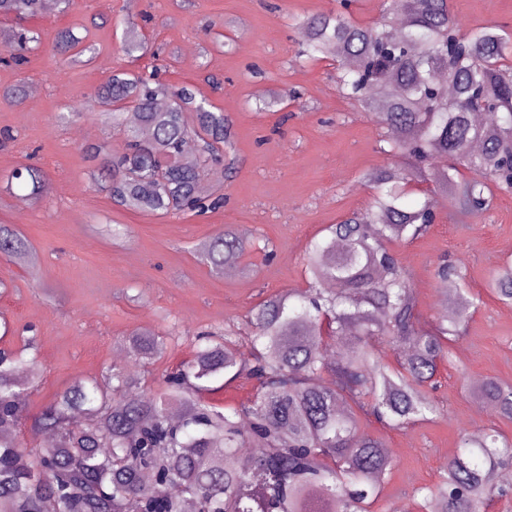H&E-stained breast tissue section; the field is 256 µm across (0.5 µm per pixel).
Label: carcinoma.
I'll return each instance as SVG.
<instances>
[{
    "label": "carcinoma",
    "instance_id": "1",
    "mask_svg": "<svg viewBox=\"0 0 512 512\" xmlns=\"http://www.w3.org/2000/svg\"><path fill=\"white\" fill-rule=\"evenodd\" d=\"M43 0H0V16H42ZM296 59L337 63L349 100L366 105L384 130L379 153L404 157L410 172L390 166L366 174L375 188L367 207L323 229L307 250L308 286L271 295L251 310L247 329L197 338L191 357L164 377L162 392L141 394L149 371L112 368L110 389L92 378L57 393L31 425L49 446L24 440L23 408L37 386L35 338L0 347V512H371L382 496L393 456L364 426L374 420L404 429L441 411L431 392L440 367L482 304L465 269L442 264L437 281L453 298L449 315H424L394 246L427 233L436 222L432 188L449 194L466 216L488 212L495 192L512 193V36L491 27L465 34L449 0H383L379 21L363 26L330 11L296 23ZM42 42L23 28L0 49L14 53ZM74 60L93 47L70 29L55 36ZM122 52L156 56L145 34L125 26ZM454 88L448 96L447 86ZM123 128L122 151L83 147L112 204L134 213L205 212L224 197L212 183L231 168V119L208 108L193 84L169 87L117 68L98 89ZM476 112L491 115L486 125ZM195 145L190 162L177 160ZM35 195L44 174L30 166L13 174ZM427 184L408 201L409 185ZM260 248L226 224L202 246L215 270ZM265 260L273 253L262 249ZM27 240L0 224V255L23 257ZM489 288L512 305V262L495 270ZM343 346L341 360L325 352ZM412 345L393 361L387 351ZM127 346L142 364L162 356L167 338L133 331ZM30 379L21 383L17 374ZM255 381L248 404L221 409L206 399L211 383ZM471 394L512 421V385L484 379ZM79 413L84 422L75 424ZM253 449L251 464L237 459ZM512 466V439L490 428L463 438L436 484L413 491L416 512H486L509 489L498 472Z\"/></svg>",
    "mask_w": 512,
    "mask_h": 512
}]
</instances>
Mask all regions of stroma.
<instances>
[{"instance_id":"obj_1","label":"stroma","mask_w":512,"mask_h":512,"mask_svg":"<svg viewBox=\"0 0 512 512\" xmlns=\"http://www.w3.org/2000/svg\"><path fill=\"white\" fill-rule=\"evenodd\" d=\"M461 30L499 26L512 32V0H449ZM338 0H77L72 11L44 13L36 27L45 37L19 67L0 64V89L20 86L21 97H0V185L32 164L46 187L39 198L0 197V222L28 240L32 262L0 257V321L12 332L0 343L20 345L33 335L39 347L37 392L28 400L37 415L57 392L111 367L139 370L133 356L118 359L135 330L166 333L168 349L148 366L152 384L190 357L198 333H223L245 324L261 299L307 286L308 243L326 225L366 207L374 190L363 176L383 164L380 129L360 103L345 98L328 62L298 63L295 23L339 9ZM125 17L144 24L159 52L164 83L196 85L213 111L233 123L237 165L223 182L224 205L206 213H133L113 208L92 185L79 128L107 152L122 150V129L103 120L96 91L122 67L144 61L120 50ZM69 28L95 54L61 60L56 30ZM213 74L223 82L212 90ZM301 94L289 102L291 91ZM277 96L274 110L257 111L258 97ZM438 219L428 233L396 245L421 310L439 312L444 298L435 277L439 261L461 266L483 303L454 346V364L441 369L433 396L440 416L395 430L369 422L399 462L372 512H394L412 490L437 481L463 436L498 429L512 437V422L486 409L470 389L490 377L512 385V305L488 288L493 270L512 260V194L498 195L479 217L459 214L436 193ZM231 224L275 251L273 261L254 254L255 270L217 272L198 257L199 247Z\"/></svg>"}]
</instances>
